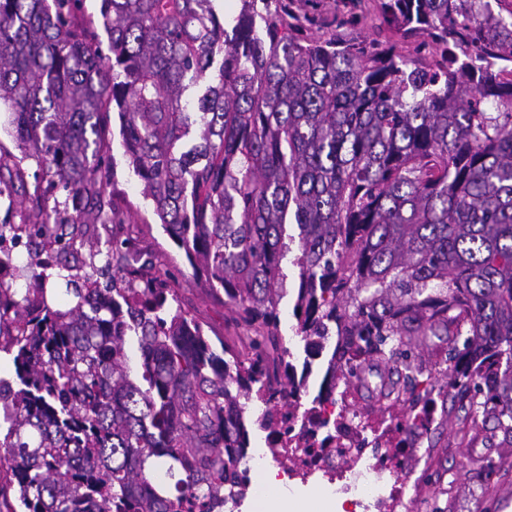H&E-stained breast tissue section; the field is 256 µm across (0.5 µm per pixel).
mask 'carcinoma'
<instances>
[{
  "label": "carcinoma",
  "instance_id": "cac0c4a2",
  "mask_svg": "<svg viewBox=\"0 0 512 512\" xmlns=\"http://www.w3.org/2000/svg\"><path fill=\"white\" fill-rule=\"evenodd\" d=\"M241 2L228 21L215 0H101L105 53L74 21L80 0H0V112L20 152L0 151V197L29 202L0 224V512H224L246 496L253 427L297 464L279 446L308 393L289 295L304 354L327 351L303 413L376 377L377 411L406 426L393 409L425 397L429 336L472 426L512 447V9L375 0L383 38L322 39L364 17ZM114 112L154 215L233 331L209 336L124 228L104 188ZM96 224L126 236L103 243ZM24 238L42 271L20 285L3 243ZM53 266L69 272L62 307Z\"/></svg>",
  "mask_w": 512,
  "mask_h": 512
}]
</instances>
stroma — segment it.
Segmentation results:
<instances>
[{
    "instance_id": "obj_1",
    "label": "stroma",
    "mask_w": 512,
    "mask_h": 512,
    "mask_svg": "<svg viewBox=\"0 0 512 512\" xmlns=\"http://www.w3.org/2000/svg\"><path fill=\"white\" fill-rule=\"evenodd\" d=\"M114 175L107 190L114 193L132 224L137 225L142 247L162 256L170 277L180 281L182 305L208 334L224 333V302L192 277L184 254L163 232L152 207L142 194V184L129 170L120 136L110 140ZM448 364L437 358L428 396L437 406L432 430L419 446L410 448L398 476L406 501L431 503L434 512H512V465L507 446L484 447L471 428V418L460 402L451 399L445 385ZM484 460L495 461L493 473L481 471Z\"/></svg>"
}]
</instances>
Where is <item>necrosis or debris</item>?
<instances>
[{
    "label": "necrosis or debris",
    "instance_id": "obj_1",
    "mask_svg": "<svg viewBox=\"0 0 512 512\" xmlns=\"http://www.w3.org/2000/svg\"><path fill=\"white\" fill-rule=\"evenodd\" d=\"M435 412L434 404L417 406L408 416V431H398L390 423L371 421L355 390L346 388L339 399L319 408L314 420L306 422L302 434L290 445L300 451L302 470L337 472L340 483L336 493H353L356 505L374 507L376 512H396L404 500L401 482L384 485L381 466L364 461L360 448H378L386 442L392 452H401L409 432L432 428Z\"/></svg>",
    "mask_w": 512,
    "mask_h": 512
}]
</instances>
